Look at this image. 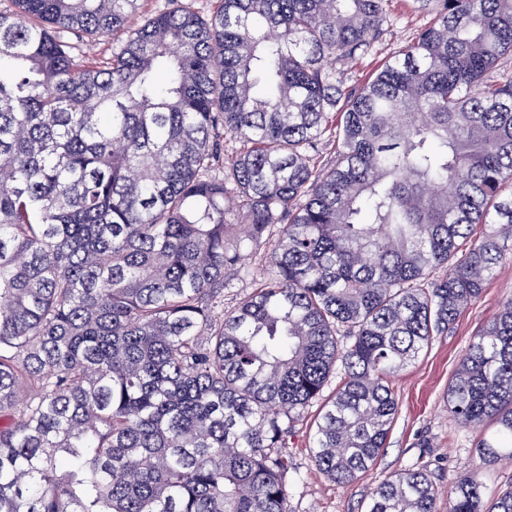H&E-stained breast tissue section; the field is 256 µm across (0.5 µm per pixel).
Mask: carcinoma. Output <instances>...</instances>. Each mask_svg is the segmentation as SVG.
I'll list each match as a JSON object with an SVG mask.
<instances>
[{"label":"carcinoma","mask_w":512,"mask_h":512,"mask_svg":"<svg viewBox=\"0 0 512 512\" xmlns=\"http://www.w3.org/2000/svg\"><path fill=\"white\" fill-rule=\"evenodd\" d=\"M385 2L177 0L95 65L68 35L125 29L141 0L0 12V512H285L288 437L338 375L312 466L375 464L389 378L512 261V75L491 78L512 0H414L431 22L346 94ZM447 402L496 426L482 463L512 457V299ZM437 500L413 468L366 512ZM448 512H512V484L488 502L467 473ZM271 248L272 242L263 246L261 256H249V259L245 260V268L248 270V274L243 278L234 280L232 285L224 288V312H230L237 307L239 302L254 291L256 282L267 274L268 267L265 266L262 255L263 252H267Z\"/></svg>","instance_id":"carcinoma-1"}]
</instances>
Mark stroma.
Segmentation results:
<instances>
[{"instance_id":"obj_1","label":"stroma","mask_w":512,"mask_h":512,"mask_svg":"<svg viewBox=\"0 0 512 512\" xmlns=\"http://www.w3.org/2000/svg\"><path fill=\"white\" fill-rule=\"evenodd\" d=\"M388 23L383 40L365 58L350 62L345 89L362 84L397 48L407 45L428 22L412 0H388ZM512 299V263L498 268L481 295L459 316L448 333L434 337L428 348L407 363L391 380L398 403L386 447L369 471L351 484H339L315 470L310 448L316 409H309L288 439L286 512H365L375 487L402 470L424 466L434 472L440 491L439 512H447L450 490L459 478L480 470L488 493L512 483V458L482 465L474 453L476 441L491 433V426L464 427L448 415V385L472 337Z\"/></svg>"}]
</instances>
